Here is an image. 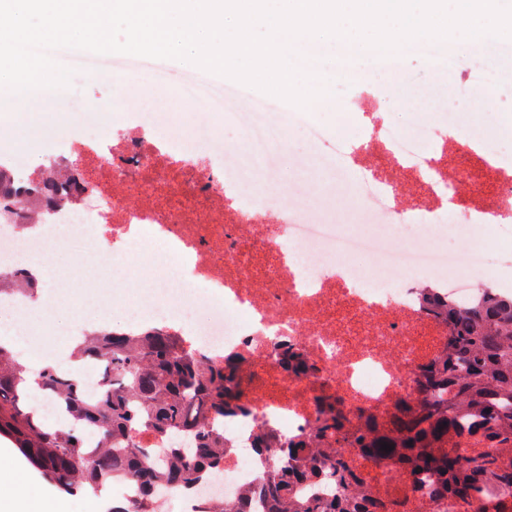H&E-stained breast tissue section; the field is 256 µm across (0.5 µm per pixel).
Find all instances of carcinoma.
Instances as JSON below:
<instances>
[{
    "mask_svg": "<svg viewBox=\"0 0 512 512\" xmlns=\"http://www.w3.org/2000/svg\"><path fill=\"white\" fill-rule=\"evenodd\" d=\"M424 304L448 326L445 352L421 370L414 397L386 422L353 421L339 403L322 405L318 424L305 440H280L263 431L259 452L279 465L263 476L256 495L266 512H399L353 490L342 475V492L303 501L299 485L314 486L343 469L341 448H363L391 471L426 473L421 488L431 501L449 499L470 512H512V295L483 289L460 303L434 293ZM94 354L104 365L105 391L85 398L77 377L51 365L33 371L0 342V437L67 492L132 481L142 486L137 507L108 512H154L153 492L163 485L184 489L224 462V437L208 428L207 415L222 413L241 396L239 367L214 365L182 349L167 329L137 334L99 332L80 342L76 360ZM54 397L70 420L51 427L37 417L29 381ZM148 426L160 434L188 433L181 448H149L131 442ZM487 442L490 450L470 448ZM386 443L393 450H381Z\"/></svg>",
    "mask_w": 512,
    "mask_h": 512,
    "instance_id": "carcinoma-1",
    "label": "carcinoma"
}]
</instances>
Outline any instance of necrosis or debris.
<instances>
[{
	"label": "necrosis or debris",
	"mask_w": 512,
	"mask_h": 512,
	"mask_svg": "<svg viewBox=\"0 0 512 512\" xmlns=\"http://www.w3.org/2000/svg\"><path fill=\"white\" fill-rule=\"evenodd\" d=\"M408 55L427 57L448 75L449 95H464L461 57L429 39L379 58L378 72L404 80ZM206 84L200 75L177 93L229 115L241 147L225 148L205 123L177 122L160 102L137 125L75 141L36 168L23 153L0 155V272L21 287L0 308V325L18 322L31 301L32 277L18 256L74 246L135 276L146 262L132 246L148 236L177 266L131 306L116 288L98 289L120 309L113 331L162 325L184 349L239 365L244 409L211 419L226 441L221 474L177 492L183 512L254 490L270 464L253 450L257 430L305 436L323 393L351 417L390 418L448 342L423 289L460 302L486 286L512 292V156L480 141L459 149L452 117L407 132L368 112L355 138L337 137L332 158L299 156L303 177L284 184L280 157L294 134L319 137L318 121L242 84L233 92L239 106L230 107L207 96ZM329 166L351 177L352 226L311 194L307 170ZM448 212L461 224L491 225L490 238L441 248ZM364 220L371 232L355 231ZM364 256L383 270L379 283L359 265ZM344 455L371 500L400 501L401 512H463L416 496L412 475L387 472L360 449Z\"/></svg>",
	"instance_id": "necrosis-or-debris-1"
}]
</instances>
